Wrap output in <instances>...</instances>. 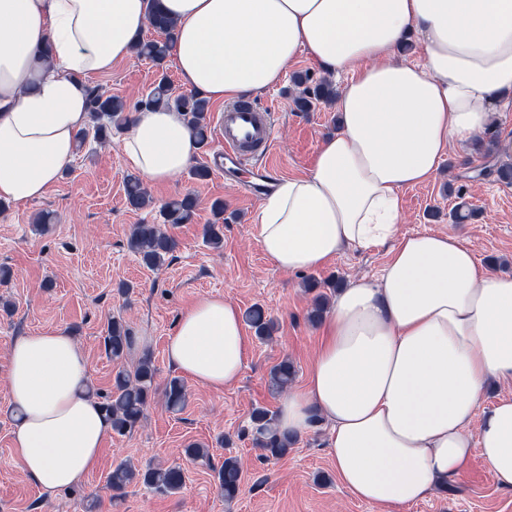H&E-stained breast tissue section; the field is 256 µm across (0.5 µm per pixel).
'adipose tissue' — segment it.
Instances as JSON below:
<instances>
[{
  "label": "adipose tissue",
  "mask_w": 512,
  "mask_h": 512,
  "mask_svg": "<svg viewBox=\"0 0 512 512\" xmlns=\"http://www.w3.org/2000/svg\"><path fill=\"white\" fill-rule=\"evenodd\" d=\"M184 83L228 102L277 85L299 53L345 76L338 127L310 170L262 204L257 240L279 269L321 268L347 247L388 245L377 279L336 294L283 433L327 426L326 452L354 498L382 512L420 502L480 452L512 490V397L483 408L488 381L512 383V275L482 269L456 237L398 235L400 193L429 181L450 143L467 146L512 112V0H160ZM146 0H0V199L45 196L89 125L88 79L127 59ZM417 42L418 60L403 48ZM122 151L150 184L198 151L175 109L133 113ZM247 338L220 295L184 308L169 363L211 390L235 382ZM83 350L64 330L17 337L7 388L26 478L55 493L96 469L112 427L88 392Z\"/></svg>",
  "instance_id": "ef3b65f1"
}]
</instances>
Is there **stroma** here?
I'll use <instances>...</instances> for the list:
<instances>
[{"instance_id":"35a3bbf8","label":"stroma","mask_w":512,"mask_h":512,"mask_svg":"<svg viewBox=\"0 0 512 512\" xmlns=\"http://www.w3.org/2000/svg\"><path fill=\"white\" fill-rule=\"evenodd\" d=\"M156 77L153 65L135 57L113 64L110 73L92 77L91 87L121 97L134 107ZM290 80L256 95L275 113L271 161L279 178L305 174L322 138L336 128L332 107L294 111L287 90ZM224 107L210 105L209 143L194 163L211 170L208 179L182 173L173 181L150 186L157 204L190 194L197 199L193 223L170 229L177 242L168 265L150 270L128 249L131 225L151 224L155 213L135 211L125 202L129 174L119 145L102 149L87 142L43 199L7 203L0 208V265L13 276L0 286V299L13 305L0 311V512H378L376 506L352 498L341 485L325 449L326 427L316 424L297 436L283 458L264 457L249 433L254 408L277 411L279 395L269 388V372L281 360L293 363V387L304 386L318 344V323L309 319L314 294L308 279L336 277L347 284L377 278L388 250L347 248L323 268L288 273L276 268L255 238L261 203L241 196L238 179L224 178L212 166L223 147L218 124ZM498 156L449 148L427 183L401 193L405 216L399 234L444 233L458 236L474 252L481 267L512 275V185L476 170L498 165ZM464 191L477 216L452 223L450 209L457 191ZM224 203L228 222L224 246L214 250L202 240L204 224L213 220L211 205ZM50 211L54 224L40 230L33 219ZM218 294L247 310L261 305L277 330L272 341L250 338L240 378L214 391L188 383L183 410L169 411L162 395L152 399L143 421L128 435H109L99 465L79 485L52 494L41 492L22 473L12 447L14 411L7 393L8 349L29 331L61 328L82 347L92 391L110 392L114 366L102 336L110 318L125 319L136 336L145 338L160 378L175 376L165 358V344L181 310L198 298ZM209 448L211 462L201 465L183 453L191 443ZM243 462L240 491L224 500L215 471L225 457ZM128 462L178 465L184 472L179 493L162 495L137 484L124 497L111 499L107 478L114 466ZM400 512H512V491L501 489L480 456L447 489L406 505Z\"/></svg>"}]
</instances>
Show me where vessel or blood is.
<instances>
[{"label":"vessel or blood","instance_id":"b4317fda","mask_svg":"<svg viewBox=\"0 0 512 512\" xmlns=\"http://www.w3.org/2000/svg\"><path fill=\"white\" fill-rule=\"evenodd\" d=\"M274 134L273 111L251 101L226 106L220 118L224 156L240 169L268 165Z\"/></svg>","mask_w":512,"mask_h":512}]
</instances>
